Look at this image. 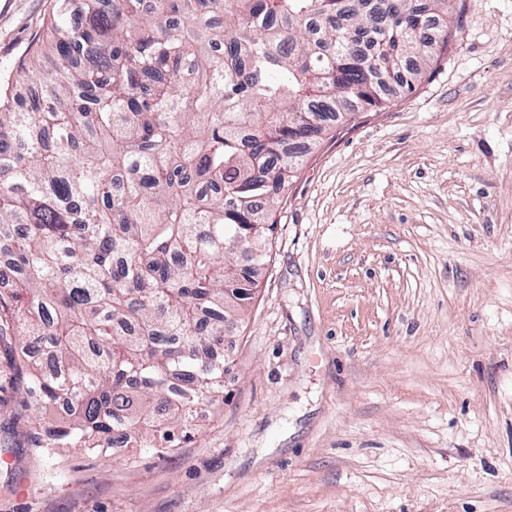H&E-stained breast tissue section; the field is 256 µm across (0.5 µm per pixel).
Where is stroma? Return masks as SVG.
<instances>
[{"label": "stroma", "mask_w": 512, "mask_h": 512, "mask_svg": "<svg viewBox=\"0 0 512 512\" xmlns=\"http://www.w3.org/2000/svg\"><path fill=\"white\" fill-rule=\"evenodd\" d=\"M61 0H0V74ZM279 196L224 401L166 456L33 447L0 354V512H512V0Z\"/></svg>", "instance_id": "obj_1"}]
</instances>
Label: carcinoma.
Masks as SVG:
<instances>
[{
	"instance_id": "obj_1",
	"label": "carcinoma",
	"mask_w": 512,
	"mask_h": 512,
	"mask_svg": "<svg viewBox=\"0 0 512 512\" xmlns=\"http://www.w3.org/2000/svg\"><path fill=\"white\" fill-rule=\"evenodd\" d=\"M450 0H63L0 81V347L37 448L188 442L311 141L448 46ZM34 93L24 104L15 87Z\"/></svg>"
}]
</instances>
